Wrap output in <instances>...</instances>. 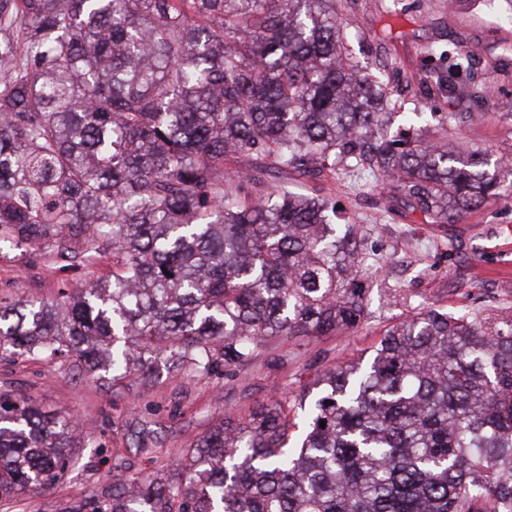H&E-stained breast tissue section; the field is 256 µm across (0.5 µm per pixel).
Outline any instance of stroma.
I'll return each mask as SVG.
<instances>
[{
    "label": "stroma",
    "mask_w": 512,
    "mask_h": 512,
    "mask_svg": "<svg viewBox=\"0 0 512 512\" xmlns=\"http://www.w3.org/2000/svg\"><path fill=\"white\" fill-rule=\"evenodd\" d=\"M347 38L343 50L371 72L397 71L393 96L404 108L467 112L471 119L444 138L493 158L512 160V0H336ZM472 59L476 84L496 103L424 95L419 78L448 68L447 55ZM337 215L363 225V249L381 259L369 279V315L357 331L327 337H291L265 351L246 370L209 374L159 368L113 380L79 372L74 362L38 357L0 361V392L75 419L91 439L76 449L55 483L0 512H58L60 507L107 498L114 484L163 476L225 414L247 416L273 396L296 399L328 370L372 354L381 333L421 309L467 306L479 316L512 308V193L464 214L456 223L428 224L392 186L363 177L357 186L325 183ZM112 271L110 258L93 267L29 264L24 250L0 251V302L54 301L78 292L91 274Z\"/></svg>",
    "instance_id": "obj_1"
}]
</instances>
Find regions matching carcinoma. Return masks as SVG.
Masks as SVG:
<instances>
[{
    "instance_id": "1",
    "label": "carcinoma",
    "mask_w": 512,
    "mask_h": 512,
    "mask_svg": "<svg viewBox=\"0 0 512 512\" xmlns=\"http://www.w3.org/2000/svg\"><path fill=\"white\" fill-rule=\"evenodd\" d=\"M342 29L336 0H0V243L112 257L76 296L0 304V360L119 380L156 355L245 368L285 336L358 328L359 225L273 175L367 173L434 224L504 195L512 165L422 135L470 114L380 111L391 76L353 64ZM471 68L426 87L493 104ZM315 386L295 448L275 398L165 478L60 512H512V313L423 310ZM83 443L74 419L0 393V502L59 480Z\"/></svg>"
}]
</instances>
